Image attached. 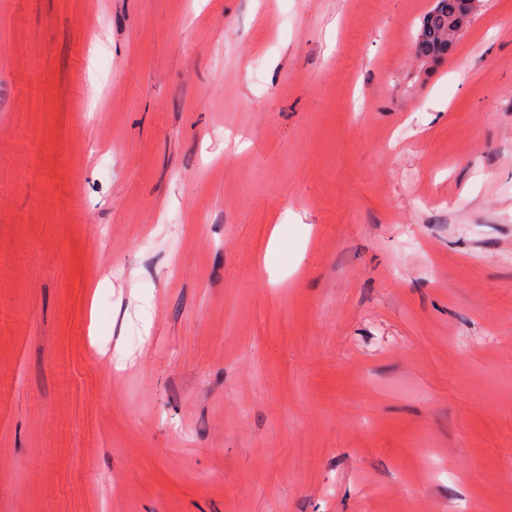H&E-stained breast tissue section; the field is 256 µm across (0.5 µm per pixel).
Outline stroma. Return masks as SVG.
Masks as SVG:
<instances>
[{"label": "stroma", "mask_w": 512, "mask_h": 512, "mask_svg": "<svg viewBox=\"0 0 512 512\" xmlns=\"http://www.w3.org/2000/svg\"><path fill=\"white\" fill-rule=\"evenodd\" d=\"M433 3L0 0V512H512V0ZM423 16L415 35L417 54L423 59L448 55V21L457 15L465 2L461 0H435Z\"/></svg>", "instance_id": "35a3bbf8"}]
</instances>
